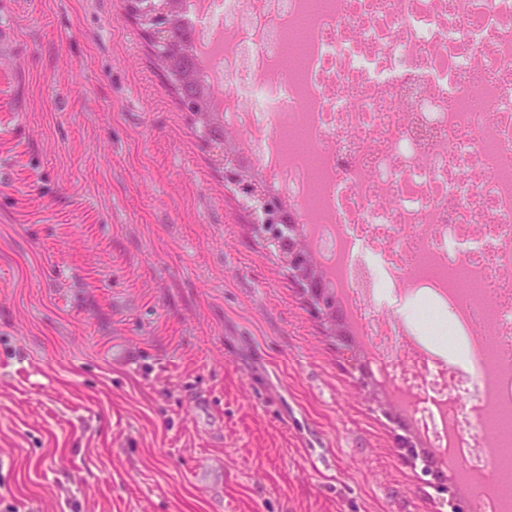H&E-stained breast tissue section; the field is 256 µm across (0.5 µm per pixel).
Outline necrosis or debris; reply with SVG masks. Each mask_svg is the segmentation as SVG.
Here are the masks:
<instances>
[{
  "mask_svg": "<svg viewBox=\"0 0 512 512\" xmlns=\"http://www.w3.org/2000/svg\"><path fill=\"white\" fill-rule=\"evenodd\" d=\"M307 2L183 0L200 77L243 161L309 222L313 258L347 290L381 381L408 393L440 455L484 470L485 408L512 411V0H322L299 80L282 32ZM472 99L478 109H460ZM293 124L325 166L318 205L305 161L271 146ZM357 237L387 252L409 294L448 295L497 345L491 404L481 376L459 378L376 317L381 280L353 254Z\"/></svg>",
  "mask_w": 512,
  "mask_h": 512,
  "instance_id": "1",
  "label": "necrosis or debris"
}]
</instances>
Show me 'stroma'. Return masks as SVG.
Returning a JSON list of instances; mask_svg holds the SVG:
<instances>
[{
  "label": "stroma",
  "mask_w": 512,
  "mask_h": 512,
  "mask_svg": "<svg viewBox=\"0 0 512 512\" xmlns=\"http://www.w3.org/2000/svg\"><path fill=\"white\" fill-rule=\"evenodd\" d=\"M1 25L0 512H448L124 0Z\"/></svg>",
  "instance_id": "1"
}]
</instances>
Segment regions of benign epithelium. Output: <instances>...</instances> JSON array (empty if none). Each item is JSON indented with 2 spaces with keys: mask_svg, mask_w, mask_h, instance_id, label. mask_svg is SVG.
Here are the masks:
<instances>
[{
  "mask_svg": "<svg viewBox=\"0 0 512 512\" xmlns=\"http://www.w3.org/2000/svg\"><path fill=\"white\" fill-rule=\"evenodd\" d=\"M224 178L256 215L255 231L276 247L279 259L287 269L289 277L299 286L307 302L319 313L328 333L340 337L345 343L348 342L336 314L331 291L324 287L316 266L300 244L299 225L283 223L280 201L250 192V178L235 164L224 163ZM362 388L371 395L378 411L390 421H396L397 409L391 401L380 398L365 383L362 384ZM397 447L407 451L409 459L414 466L420 468L422 475L431 477L427 484L436 491L440 501L448 505V512H469V505L456 495L437 461L417 450L413 440L408 436H400Z\"/></svg>",
  "mask_w": 512,
  "mask_h": 512,
  "instance_id": "obj_1",
  "label": "benign epithelium"
}]
</instances>
